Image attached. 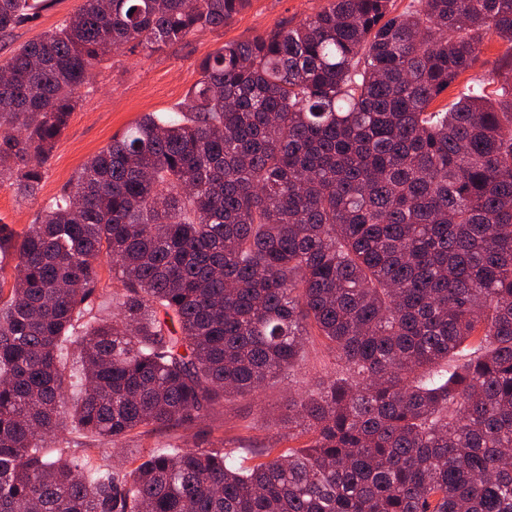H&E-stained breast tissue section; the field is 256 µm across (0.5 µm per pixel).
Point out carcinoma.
<instances>
[{"instance_id": "1", "label": "carcinoma", "mask_w": 512, "mask_h": 512, "mask_svg": "<svg viewBox=\"0 0 512 512\" xmlns=\"http://www.w3.org/2000/svg\"><path fill=\"white\" fill-rule=\"evenodd\" d=\"M247 0H83L0 65V186L34 198L126 46L219 28ZM46 0H0V33ZM512 0H326L201 60L17 232L0 224V512H512V62L431 104ZM493 86L495 98L485 90ZM111 259L112 320L86 321ZM321 338L341 372L288 398L249 468L180 445ZM79 344L67 368L61 350ZM74 430L129 467L43 452ZM70 442L69 449L92 448L89 451L90 462L92 464H107L112 468H123L127 466V460L130 453H136L141 448H155L157 445L165 444L169 441L166 434H152L149 436L133 438L127 443L126 449L108 448L104 445L88 446V439L75 431H67L65 434Z\"/></svg>"}]
</instances>
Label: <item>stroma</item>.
<instances>
[{"instance_id": "obj_1", "label": "stroma", "mask_w": 512, "mask_h": 512, "mask_svg": "<svg viewBox=\"0 0 512 512\" xmlns=\"http://www.w3.org/2000/svg\"><path fill=\"white\" fill-rule=\"evenodd\" d=\"M80 4L81 0H48L36 21L0 35V62L20 44L54 29ZM324 4L325 0H247L224 27L196 32L153 53L127 48L114 53L111 60L94 68L91 85L54 145L37 199L24 201L12 189L0 187V224L23 230L31 224L41 203L58 194L113 136L122 134L144 113L166 112L184 103L200 77V61L224 43L248 40L277 27L299 26ZM336 369L321 339L310 337L299 366L278 375L256 395L225 401L203 428L223 438L225 447L241 449L240 464L252 465L255 449L270 442L269 423L285 412L289 392L312 389ZM66 437L71 447L88 448L91 463L114 468L125 467L129 454L168 441L167 435L156 433L131 439L126 448L111 449L89 446L86 438L71 430Z\"/></svg>"}]
</instances>
